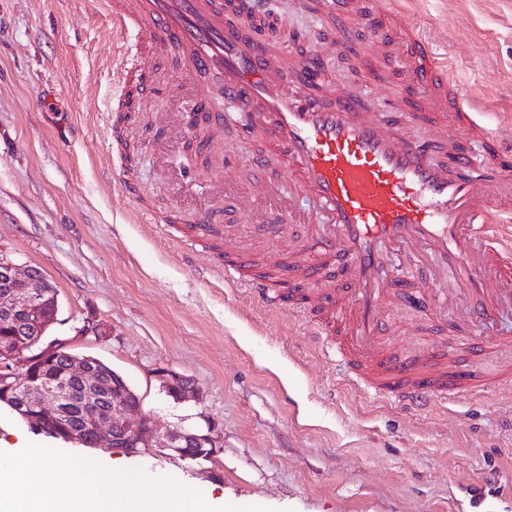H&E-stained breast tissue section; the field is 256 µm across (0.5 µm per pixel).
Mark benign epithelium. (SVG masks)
<instances>
[{"label":"benign epithelium","instance_id":"obj_1","mask_svg":"<svg viewBox=\"0 0 512 512\" xmlns=\"http://www.w3.org/2000/svg\"><path fill=\"white\" fill-rule=\"evenodd\" d=\"M0 280L9 285L0 298V317L13 327L28 326L35 335L33 340L24 337L0 346V396L12 400L13 410L28 425L37 429L45 420H62L66 422L64 435L73 443L89 427L97 441L105 440L108 446L130 457L158 448L182 460L201 462L224 447L210 422L200 429L175 426L155 436L150 419L124 393L121 374L105 371L94 356L69 354V366L52 384L21 382L20 375L36 365L50 364L53 357L71 349L72 341L59 337L47 340L46 330L56 322L58 309L46 305L34 269H22L0 258ZM156 374L163 391L174 393L175 401H184L193 394L191 381L179 373L160 367Z\"/></svg>","mask_w":512,"mask_h":512}]
</instances>
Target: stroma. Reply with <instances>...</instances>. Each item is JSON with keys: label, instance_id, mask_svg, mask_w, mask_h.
<instances>
[{"label": "stroma", "instance_id": "35a3bbf8", "mask_svg": "<svg viewBox=\"0 0 512 512\" xmlns=\"http://www.w3.org/2000/svg\"><path fill=\"white\" fill-rule=\"evenodd\" d=\"M448 59V75L485 120L512 119V0H395ZM271 8L295 32V53L314 34L336 38L330 72L363 83L377 55L360 25L339 15L327 26L302 0ZM135 36L120 37L95 0H0V256L38 269L56 288L50 336L73 338L75 353L120 372L157 432L212 420L224 440L212 460L158 451L128 457L113 449L54 443L0 403V448L25 439L80 457L141 467L199 491L217 506L258 502L269 512H512V388L406 410L352 388L336 340L310 333L319 308L306 287L300 308L268 307L224 281L213 242L181 224L147 223L171 208L203 209L224 185L225 152L250 161L262 136L243 137L234 115L223 127L180 132L156 146L158 113L175 109V66L166 55L151 74L125 138L137 151L123 161L113 138L114 67ZM132 183L137 199L124 192ZM226 248L261 260L284 249L247 223L224 227ZM397 349L415 354L441 343L432 314L391 312ZM166 367L190 378L197 395L176 402L156 375Z\"/></svg>", "mask_w": 512, "mask_h": 512}]
</instances>
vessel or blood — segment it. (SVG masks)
<instances>
[{"mask_svg":"<svg viewBox=\"0 0 512 512\" xmlns=\"http://www.w3.org/2000/svg\"><path fill=\"white\" fill-rule=\"evenodd\" d=\"M100 2L115 34L136 35L138 48L175 58L177 90L189 106L214 110L219 123L220 104L238 105L243 135L268 133V155L252 163L260 194L307 204L311 233L290 242L271 277L249 274L251 256L238 252L224 256L225 279L268 306L277 303L272 277L280 272L320 286L323 328L342 326L351 381L404 408L512 382V363L492 373L458 370L462 353L512 350V336L477 332L512 302V150L450 81L446 57L403 14L390 12V24H379L387 0H319L316 7L323 21L339 9L361 21L373 46H398L386 61L402 63L413 112L431 115L417 138L398 133L368 93L307 81L332 44L319 41L313 57L296 56L278 35L256 34L249 18L229 15L224 0ZM273 161L287 169V184L265 179ZM246 209L238 200L223 215L200 219L199 236H213L219 222H236ZM336 263L347 287L334 284ZM394 301L460 308L455 328L463 343L397 352L388 319Z\"/></svg>","mask_w":512,"mask_h":512,"instance_id":"1","label":"vessel or blood"}]
</instances>
